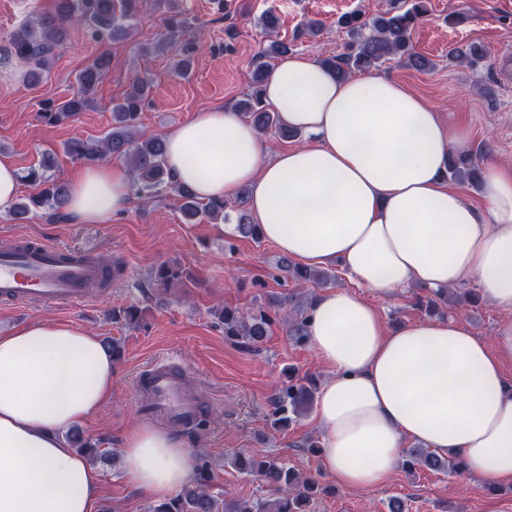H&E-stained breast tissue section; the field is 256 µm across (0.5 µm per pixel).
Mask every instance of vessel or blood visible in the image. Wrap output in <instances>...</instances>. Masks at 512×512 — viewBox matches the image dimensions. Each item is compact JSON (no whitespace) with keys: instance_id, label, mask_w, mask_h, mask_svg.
<instances>
[{"instance_id":"vessel-or-blood-1","label":"vessel or blood","mask_w":512,"mask_h":512,"mask_svg":"<svg viewBox=\"0 0 512 512\" xmlns=\"http://www.w3.org/2000/svg\"><path fill=\"white\" fill-rule=\"evenodd\" d=\"M100 276L92 257L67 258L64 249L45 242L0 251V298L23 307L34 302L69 306L85 301L87 287ZM194 378L169 361L142 370L135 378L139 407L174 428L194 424L204 407Z\"/></svg>"}]
</instances>
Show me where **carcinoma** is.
I'll return each instance as SVG.
<instances>
[{
    "mask_svg": "<svg viewBox=\"0 0 512 512\" xmlns=\"http://www.w3.org/2000/svg\"><path fill=\"white\" fill-rule=\"evenodd\" d=\"M145 0H56L52 12L40 14L20 24L9 36L7 54L31 63L25 77L29 88L38 89L49 69L57 50L67 41L68 28L74 22L83 25L90 36L100 42H112L127 38L136 25ZM427 13L424 0H412L411 7L403 12L387 10L370 19L354 11L343 15L338 24L346 29L351 39L350 52L336 57H326L322 63L331 68L336 76L345 78L356 71L376 68L393 58L405 60L417 70L431 67L429 60L413 51L411 37ZM277 19L269 14L261 18L264 33L271 37L265 50L269 56L288 53V45L272 38ZM187 20L183 16L179 0H168V16L161 45L177 57L176 72L187 74L197 52L194 42H181ZM449 57L475 68L485 54L478 47L469 50L454 48ZM112 65L110 53H99L77 76V92L63 102L43 100L42 117L48 123H60L87 110L94 102L93 94L108 75ZM270 77V71L258 67L252 75L253 89L240 102V108L260 137L275 135L284 140L295 138L299 133L282 126L276 113L267 109L262 93ZM149 84L137 79L122 99L112 105V123L101 138L86 140L75 138L64 145V153L73 160L93 161L101 155L111 156L123 162L131 171L132 187L136 194L145 197L173 194L179 198L180 211L185 223L195 224L203 218L229 221L227 203L222 200L202 201L191 190L181 185L165 165V143L158 136L139 138L135 134L138 119L145 107ZM52 153L43 155L39 166L30 168L23 179L33 185L36 193L28 202H15L10 216L15 221L28 218L32 209L46 208L56 215L65 216L69 197L68 183L47 171L54 167ZM481 167L477 155L472 152L453 153L448 162L446 177L452 181L480 184ZM236 230L247 238L261 240L250 215H236ZM277 270L301 283L320 287L332 282L335 275L326 269L301 267L283 262ZM214 318L224 326V336L253 349L259 348L269 335L272 319L263 307L245 314L236 308L223 307L214 312ZM317 384L314 378L301 381L288 380L272 401V424L278 429L288 427L293 417L306 413L311 406ZM78 451L93 460L108 455V450L85 438L81 433L71 436ZM410 457L425 467L448 473L462 471L458 456H442L436 452L413 450ZM239 472L268 485L275 493L271 501L260 497L253 499L221 500L210 492L211 475L206 465L198 466L193 483L175 496L152 504L148 512H311V498L316 492L312 484L303 483L298 475L274 457L254 458L238 455Z\"/></svg>",
    "mask_w": 512,
    "mask_h": 512,
    "instance_id": "carcinoma-1",
    "label": "carcinoma"
}]
</instances>
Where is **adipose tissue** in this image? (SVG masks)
Instances as JSON below:
<instances>
[{"label": "adipose tissue", "instance_id": "1", "mask_svg": "<svg viewBox=\"0 0 512 512\" xmlns=\"http://www.w3.org/2000/svg\"><path fill=\"white\" fill-rule=\"evenodd\" d=\"M264 96L305 143L269 152L222 107L165 133L167 166L199 199L247 189L263 239L307 266L340 265L379 296L471 282L512 310L511 165L487 163L483 207L467 202L444 176L466 135L388 77L340 80L289 55ZM129 204L126 169L93 164L71 180L66 211L97 224ZM306 335L328 371L317 424L322 467L338 483L384 486L409 440L458 454L467 474L512 479V324L490 349L459 322L389 328L377 304L327 289L309 307ZM115 370L97 336L65 322L0 334V512H93L103 476L67 435L111 401ZM120 446L125 479L155 500L192 472L190 452L169 431L144 424Z\"/></svg>", "mask_w": 512, "mask_h": 512}]
</instances>
